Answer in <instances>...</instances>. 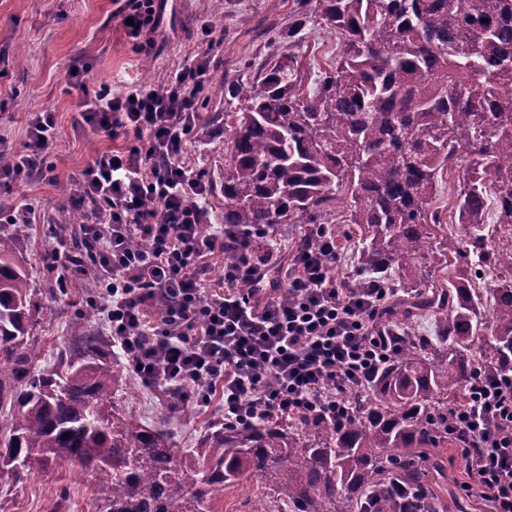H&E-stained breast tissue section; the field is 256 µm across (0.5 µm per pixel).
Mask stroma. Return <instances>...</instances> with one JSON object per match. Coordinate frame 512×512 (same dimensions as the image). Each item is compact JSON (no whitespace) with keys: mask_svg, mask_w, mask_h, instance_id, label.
Returning <instances> with one entry per match:
<instances>
[{"mask_svg":"<svg viewBox=\"0 0 512 512\" xmlns=\"http://www.w3.org/2000/svg\"><path fill=\"white\" fill-rule=\"evenodd\" d=\"M298 8V0H166L159 29L154 33L152 52H140L126 38L112 11V0H0V60L6 61L0 75V139L13 150H22L27 140V120L34 112H53L55 139L50 155L54 180L33 179L7 185L0 194L20 195L41 209H54L56 218L70 223L64 211L67 199L60 185L71 183L98 153L112 149L113 142L89 127L74 124L79 93L66 73L72 65L90 69L89 89L122 81L153 86L173 61L205 47L213 75L222 77L210 102L203 108L195 152L188 162L194 171L216 169L224 157V140L214 136L210 119L223 111L224 88L236 80L255 75L259 64L272 54L292 50L304 70L316 76L339 50L334 36L309 13L304 30L292 46L273 44L265 29L284 27ZM222 30L221 40L202 41L203 26ZM28 240L23 259L37 290L41 306L74 308L82 303L80 292L67 296L46 293L43 278L45 245L50 239L45 224H26ZM124 407L137 421L154 425L167 416L168 431L175 447H194L196 440L218 419L216 409L202 408L186 419L166 413L156 390L136 385L124 396ZM435 482L439 512H486L479 502L462 496L459 486L466 481L464 462L456 445L431 449L427 462ZM92 476H73L68 466L35 473L19 485L0 478V512H99Z\"/></svg>","mask_w":512,"mask_h":512,"instance_id":"stroma-1","label":"stroma"}]
</instances>
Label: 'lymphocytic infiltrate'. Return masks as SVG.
<instances>
[{
  "mask_svg": "<svg viewBox=\"0 0 512 512\" xmlns=\"http://www.w3.org/2000/svg\"><path fill=\"white\" fill-rule=\"evenodd\" d=\"M114 3L129 38L156 28L155 0ZM212 90L203 52L167 70L157 86L131 82L85 96L76 125L137 143L98 155L73 180L72 203L98 207L95 221L80 227L91 259L74 255L65 236L45 259L60 288L97 282L90 302L139 379L189 392L202 408L222 394L225 425L299 413L345 418L347 393L366 388L389 357L377 321L387 291L337 280L341 254L332 236L280 264L273 252L255 250L253 229L204 231L210 190L186 158ZM55 126L53 113H32L27 140L0 178H51ZM136 240L143 248H133ZM230 240L239 260L225 267L216 291L209 260ZM245 281L256 291L244 293ZM448 418L468 476L464 490L492 512H512V369L478 375L468 403Z\"/></svg>",
  "mask_w": 512,
  "mask_h": 512,
  "instance_id": "1",
  "label": "lymphocytic infiltrate"
}]
</instances>
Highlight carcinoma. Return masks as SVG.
<instances>
[{
    "label": "carcinoma",
    "instance_id": "carcinoma-1",
    "mask_svg": "<svg viewBox=\"0 0 512 512\" xmlns=\"http://www.w3.org/2000/svg\"><path fill=\"white\" fill-rule=\"evenodd\" d=\"M314 4L340 44L315 88L298 84L293 54L270 56L228 89L213 118L227 153L201 176L224 198L221 220L326 224L336 203L354 228L351 288L392 289L380 330L396 349L368 395L347 397L332 425L297 415L249 426L219 424L181 453L160 425L122 409L126 375L111 343L89 329L96 310L71 317L55 363L41 366L36 289L20 261L16 224H0V473L15 484L68 465L97 478L99 512H213L224 487L255 478L248 512H395L390 478L434 496L408 465L423 448L456 443L448 412L465 404L480 371L512 368V0H299L269 41H293ZM466 250L429 210L445 174ZM482 269L477 291L460 253ZM432 316L438 344L415 335Z\"/></svg>",
    "mask_w": 512,
    "mask_h": 512
}]
</instances>
